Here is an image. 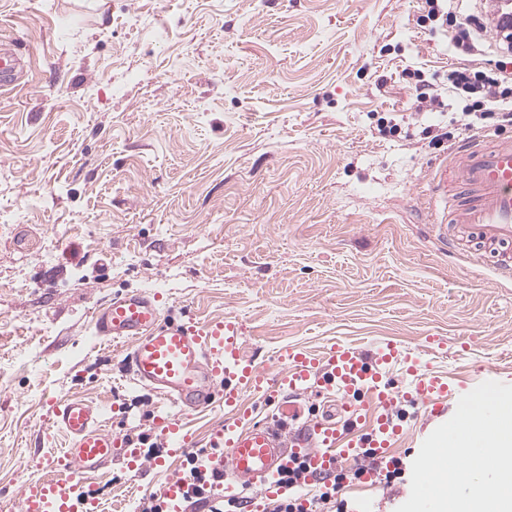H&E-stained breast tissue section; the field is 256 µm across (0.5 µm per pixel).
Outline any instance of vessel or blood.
<instances>
[{
  "mask_svg": "<svg viewBox=\"0 0 512 512\" xmlns=\"http://www.w3.org/2000/svg\"><path fill=\"white\" fill-rule=\"evenodd\" d=\"M25 70L9 42L0 43V90L13 85ZM465 193L464 203L449 195V184ZM431 200L445 199L448 212L436 227L457 253L459 241L470 246L473 264H490L494 284H512V138L499 135L469 139L456 150L453 163H438L429 181ZM93 327L106 342H124L132 380L168 399L173 412L165 421V447L186 451L190 438L182 418L188 412L223 400L224 425L215 429L202 456L206 471L218 474L215 484L228 500H244L247 512H260L262 500L284 493L281 471L293 460L305 462L309 483L336 473L352 461L365 459L359 474L368 482L393 468V450L402 435V396L384 383L383 375L402 367L411 376L412 395L434 412L450 397L464 395L467 381H453L385 341L373 353L344 342L314 352L303 345L281 348L276 375L242 355L240 323L224 317L205 323L170 318L158 294L138 290L113 297L94 315ZM319 382L336 397L332 414L289 430L287 422L254 423L243 396L251 393L272 404L306 394ZM104 408L73 397L54 411L53 424L67 437L64 466L55 474V459L43 458L38 472L23 486L20 512H99L97 497L81 493L86 474L111 464L118 439L102 424ZM260 497L245 498L252 487ZM195 487L180 477L167 478L161 497L165 512H185Z\"/></svg>",
  "mask_w": 512,
  "mask_h": 512,
  "instance_id": "vessel-or-blood-1",
  "label": "vessel or blood"
}]
</instances>
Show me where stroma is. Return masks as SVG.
Returning a JSON list of instances; mask_svg holds the SVG:
<instances>
[{
	"label": "stroma",
	"mask_w": 512,
	"mask_h": 512,
	"mask_svg": "<svg viewBox=\"0 0 512 512\" xmlns=\"http://www.w3.org/2000/svg\"><path fill=\"white\" fill-rule=\"evenodd\" d=\"M425 0H0V39L27 64L0 91V512L43 457L52 410L106 406L119 436L157 442L167 404L131 379L92 325L113 296L150 288L182 320L236 317L246 359L393 340L442 374L512 385V287L452 257L422 195L448 155L409 72L444 88L461 63ZM397 124L380 132L379 118ZM448 348L433 354L425 336ZM403 393L401 473L345 479L350 512H395L436 413ZM128 469L124 448L81 490L112 512L183 473Z\"/></svg>",
	"instance_id": "stroma-1"
}]
</instances>
